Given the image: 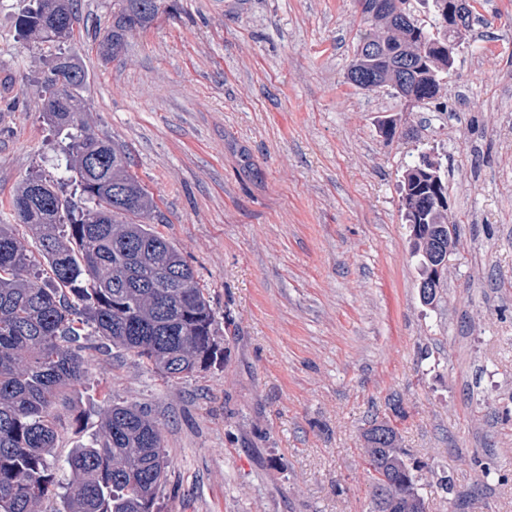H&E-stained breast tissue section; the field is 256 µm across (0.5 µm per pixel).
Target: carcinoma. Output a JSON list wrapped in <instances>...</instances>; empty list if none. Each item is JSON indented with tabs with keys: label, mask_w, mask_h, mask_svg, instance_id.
I'll use <instances>...</instances> for the list:
<instances>
[{
	"label": "carcinoma",
	"mask_w": 512,
	"mask_h": 512,
	"mask_svg": "<svg viewBox=\"0 0 512 512\" xmlns=\"http://www.w3.org/2000/svg\"><path fill=\"white\" fill-rule=\"evenodd\" d=\"M157 0H115L116 20L106 37L112 53L128 33L147 26ZM432 25L415 17L409 0L362 15L357 45L389 32L385 50L354 53L347 79H370L366 90L389 87L401 98L431 103L454 59L448 57V0H433ZM63 23L57 25L54 18ZM76 23L72 0H31L19 18L26 37L61 44ZM84 69L58 53L49 63L43 91L63 102L43 112L65 134L67 168L85 206L63 198L40 176L28 178L11 200L14 212L38 241L49 271L40 282L32 252L0 224V512H42L56 487L50 457L60 416L55 401L80 384L87 360L79 339L89 330L112 347L132 353L169 381L204 370L218 358L215 316L208 297L181 251L155 230L153 196L131 172L125 152L88 132ZM98 153L103 160L91 164ZM447 199L440 166L425 156L407 168L400 207L409 224L411 254L420 281L435 287L421 296L439 299L445 278H436L428 238L448 214L434 208ZM407 414L401 399L392 416L373 421L361 434L360 458L368 477L369 512H429L421 493L423 466L402 448L398 423ZM71 478L54 512H153L167 476L159 424L132 405L112 404L98 429L67 459Z\"/></svg>",
	"instance_id": "cac0c4a2"
}]
</instances>
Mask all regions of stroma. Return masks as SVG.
<instances>
[{"label":"stroma","mask_w":512,"mask_h":512,"mask_svg":"<svg viewBox=\"0 0 512 512\" xmlns=\"http://www.w3.org/2000/svg\"><path fill=\"white\" fill-rule=\"evenodd\" d=\"M28 3L0 0V221L29 177L74 191L42 117L65 50L87 75L85 122L129 153L224 351L169 382L83 337L88 375L58 405L59 481L99 410L132 404L169 462L154 512H369L359 435L397 397L430 512L451 510L444 475L460 512H512V0H472L446 83L413 108L347 82L355 0H159L114 56L112 0H76L61 49L20 35ZM425 153L459 232L431 307L399 201Z\"/></svg>","instance_id":"1"}]
</instances>
